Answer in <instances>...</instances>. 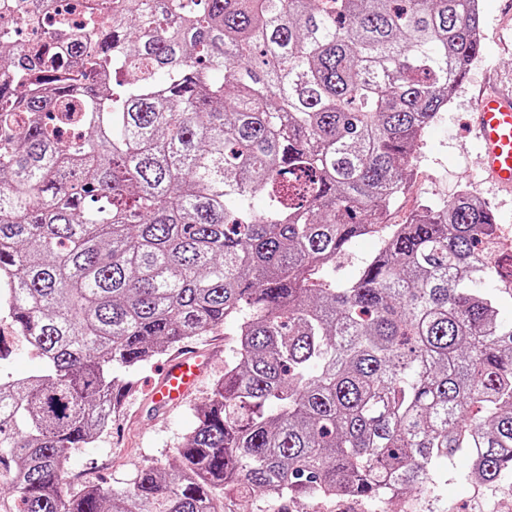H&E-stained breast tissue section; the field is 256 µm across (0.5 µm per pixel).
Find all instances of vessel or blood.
I'll list each match as a JSON object with an SVG mask.
<instances>
[{
    "mask_svg": "<svg viewBox=\"0 0 512 512\" xmlns=\"http://www.w3.org/2000/svg\"><path fill=\"white\" fill-rule=\"evenodd\" d=\"M473 121L483 172L498 186L511 190L512 92L480 96ZM202 370L194 354L171 357L152 389V400L169 409L179 405L195 386Z\"/></svg>",
    "mask_w": 512,
    "mask_h": 512,
    "instance_id": "b4317fda",
    "label": "vessel or blood"
}]
</instances>
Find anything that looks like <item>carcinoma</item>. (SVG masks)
<instances>
[{"instance_id": "carcinoma-1", "label": "carcinoma", "mask_w": 512, "mask_h": 512, "mask_svg": "<svg viewBox=\"0 0 512 512\" xmlns=\"http://www.w3.org/2000/svg\"><path fill=\"white\" fill-rule=\"evenodd\" d=\"M53 2L0 0V314L42 360L0 378V512L385 504L458 458L512 489V249L467 190L385 224L480 55L475 0H81L55 13L67 58ZM383 225L352 280L311 287ZM229 319L178 463L70 488L136 392L113 368ZM360 500H309L299 503L269 501L256 496L247 503L236 499L224 500L226 512H358L362 511Z\"/></svg>"}]
</instances>
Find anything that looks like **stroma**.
Wrapping results in <instances>:
<instances>
[{
	"instance_id": "35a3bbf8",
	"label": "stroma",
	"mask_w": 512,
	"mask_h": 512,
	"mask_svg": "<svg viewBox=\"0 0 512 512\" xmlns=\"http://www.w3.org/2000/svg\"><path fill=\"white\" fill-rule=\"evenodd\" d=\"M482 3L480 55L417 147L412 164L415 181L397 197L388 221L404 223L419 205H440L468 189L490 206L504 240L512 248V194L483 181L478 151L467 125L476 96L490 90L512 91V0H482ZM380 244L377 236L359 239L335 265L317 269L315 281L351 279ZM236 328V322L229 320L185 342V350L207 353L209 364L191 401L168 414H152L144 388L148 379L157 377L160 360L141 368L137 374L139 388L124 402L111 431L72 451L68 484L78 489L102 481L122 488L143 466L174 463L183 437L193 423L195 405L209 396L214 380L224 373L225 362L235 356ZM468 466L467 460L457 459L454 474L443 485L439 496L414 498L416 512H487L488 503L496 495L459 480V473ZM224 509L225 512H360L361 503L352 499L293 503L257 496L245 503L227 500Z\"/></svg>"
}]
</instances>
